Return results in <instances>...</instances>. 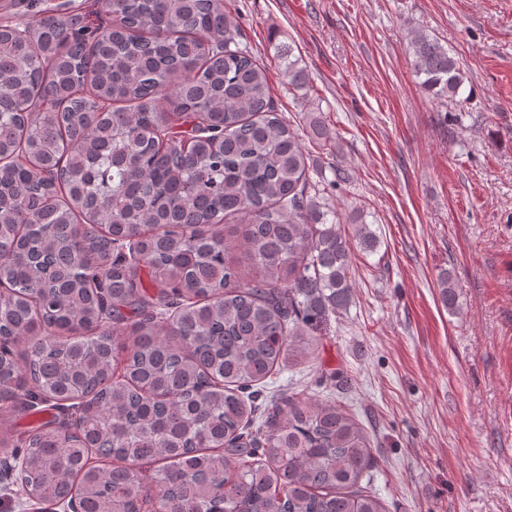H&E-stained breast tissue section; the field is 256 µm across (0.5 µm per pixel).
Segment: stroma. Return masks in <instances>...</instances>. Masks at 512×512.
Segmentation results:
<instances>
[{"label": "stroma", "instance_id": "stroma-1", "mask_svg": "<svg viewBox=\"0 0 512 512\" xmlns=\"http://www.w3.org/2000/svg\"><path fill=\"white\" fill-rule=\"evenodd\" d=\"M225 5L351 245L349 308L313 355L269 379L267 399L308 395L351 412L375 456L360 487L385 512H512V0ZM93 9L0 0V23ZM418 26L458 61L456 98L421 87L408 46ZM282 44L308 95L289 89ZM309 112L323 113L329 143L310 140ZM445 271L453 312L439 296Z\"/></svg>", "mask_w": 512, "mask_h": 512}]
</instances>
